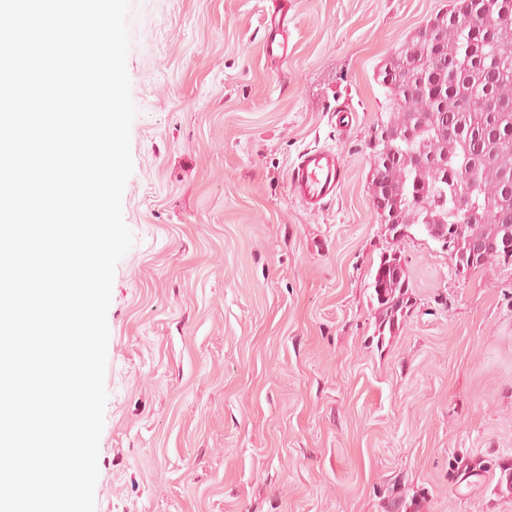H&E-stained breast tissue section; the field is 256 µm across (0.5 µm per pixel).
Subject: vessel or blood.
I'll return each instance as SVG.
<instances>
[{"label": "vessel or blood", "mask_w": 512, "mask_h": 512, "mask_svg": "<svg viewBox=\"0 0 512 512\" xmlns=\"http://www.w3.org/2000/svg\"><path fill=\"white\" fill-rule=\"evenodd\" d=\"M293 0H271L267 11L264 51L281 60L288 57V12ZM344 167L339 153L332 149L302 151L291 168L290 183L294 195L304 205L318 210L339 189Z\"/></svg>", "instance_id": "obj_1"}]
</instances>
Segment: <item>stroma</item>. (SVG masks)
<instances>
[{
  "label": "stroma",
  "instance_id": "obj_1",
  "mask_svg": "<svg viewBox=\"0 0 512 512\" xmlns=\"http://www.w3.org/2000/svg\"><path fill=\"white\" fill-rule=\"evenodd\" d=\"M294 3L281 62L266 0L133 2L96 512H512V263L456 272L369 189L378 74L450 2ZM324 147L346 174L313 212L290 169ZM395 259L393 254L381 256L371 283V288L383 315L378 335H384L387 324L391 331V325L394 324L398 314L403 313L409 301L405 290V288L407 289L404 279L405 272L401 279L396 280L393 268L388 265Z\"/></svg>",
  "mask_w": 512,
  "mask_h": 512
}]
</instances>
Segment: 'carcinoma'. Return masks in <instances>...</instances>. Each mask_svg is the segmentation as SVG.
<instances>
[{"label":"carcinoma","instance_id":"1","mask_svg":"<svg viewBox=\"0 0 512 512\" xmlns=\"http://www.w3.org/2000/svg\"><path fill=\"white\" fill-rule=\"evenodd\" d=\"M432 22L437 44L414 32L385 65L391 81L380 124L397 136L372 146L374 167L383 170L372 195L393 212L394 236L414 229L447 240L455 271L505 264L512 251L473 258L471 246L485 237L512 242V0H452ZM491 24L496 38L472 34ZM445 120L457 129L453 140L443 136ZM475 169L479 184L466 214L457 198ZM393 260L381 256L371 283L383 315L380 336L409 301Z\"/></svg>","mask_w":512,"mask_h":512}]
</instances>
